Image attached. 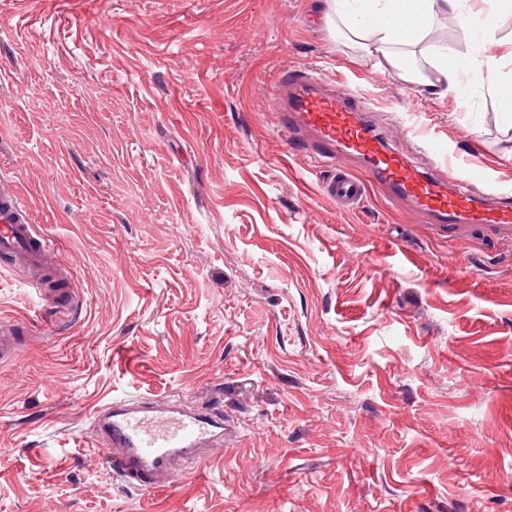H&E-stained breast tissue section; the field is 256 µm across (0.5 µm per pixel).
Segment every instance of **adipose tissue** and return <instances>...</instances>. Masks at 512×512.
I'll return each instance as SVG.
<instances>
[{"instance_id": "ef3b65f1", "label": "adipose tissue", "mask_w": 512, "mask_h": 512, "mask_svg": "<svg viewBox=\"0 0 512 512\" xmlns=\"http://www.w3.org/2000/svg\"><path fill=\"white\" fill-rule=\"evenodd\" d=\"M441 13L454 15L464 32L479 33L485 43L496 45L501 29L512 22V0H328L324 20L359 40L375 68L393 71L405 82L440 97L459 92L469 80L488 87L503 111L512 112V78L502 73L504 61H512V44L501 58L485 54L460 64L439 54L429 71L407 66V57L425 40Z\"/></svg>"}]
</instances>
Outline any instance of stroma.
<instances>
[{"label":"stroma","instance_id":"obj_1","mask_svg":"<svg viewBox=\"0 0 512 512\" xmlns=\"http://www.w3.org/2000/svg\"><path fill=\"white\" fill-rule=\"evenodd\" d=\"M324 0H0V175L74 266L78 307L0 270V512H512V243L321 191L283 71L362 93L421 170L512 189V114L380 72ZM414 64L476 43L438 15ZM223 408V450L147 493L94 410ZM19 326L16 323H1L0 325V363L13 361L20 351L17 340Z\"/></svg>","mask_w":512,"mask_h":512}]
</instances>
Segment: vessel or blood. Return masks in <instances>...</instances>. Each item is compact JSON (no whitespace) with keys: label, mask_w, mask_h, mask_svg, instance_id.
<instances>
[{"label":"vessel or blood","mask_w":512,"mask_h":512,"mask_svg":"<svg viewBox=\"0 0 512 512\" xmlns=\"http://www.w3.org/2000/svg\"><path fill=\"white\" fill-rule=\"evenodd\" d=\"M280 85L274 100L279 123L306 155L329 167L322 188L340 206L361 204L371 184L421 223L512 239L511 189L478 195L471 187L474 173L450 166L420 170L369 119L364 97L345 83L329 85L295 68L282 73ZM22 265L66 269L57 244L31 223L16 184L1 179L0 268ZM18 330L15 323L0 325V363L18 355ZM229 434L223 410L166 397L114 401L98 407L92 421L94 448L113 457L126 481L150 493L173 487L175 468L222 449Z\"/></svg>","instance_id":"obj_1"}]
</instances>
